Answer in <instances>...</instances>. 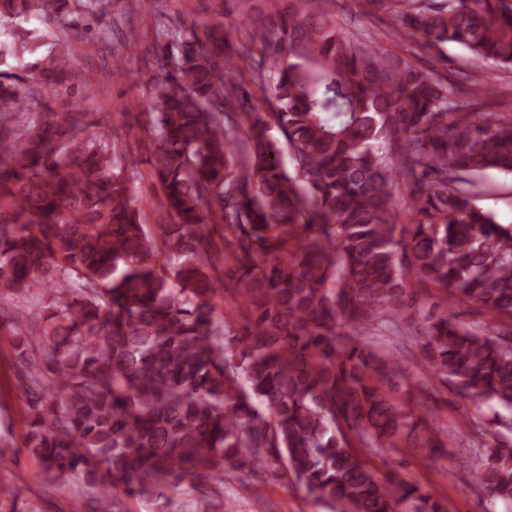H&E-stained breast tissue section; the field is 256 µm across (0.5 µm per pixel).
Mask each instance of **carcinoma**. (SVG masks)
<instances>
[{
    "instance_id": "cac0c4a2",
    "label": "carcinoma",
    "mask_w": 512,
    "mask_h": 512,
    "mask_svg": "<svg viewBox=\"0 0 512 512\" xmlns=\"http://www.w3.org/2000/svg\"><path fill=\"white\" fill-rule=\"evenodd\" d=\"M366 2L401 23L388 38L512 68V0ZM232 4L257 64L222 32L147 24L146 163L171 219L150 238L121 139L45 102L72 91L112 0H0V297L23 299L0 328L27 364L37 478H78L87 512H125L123 495L224 512V476L279 465L334 512H443L355 452L438 448L387 347L404 326L437 382L499 407L492 444L468 422V453L474 484L512 502V224L476 205L486 172L512 176V116L344 30L335 0ZM226 278L240 334L212 304ZM417 286L447 293L419 327Z\"/></svg>"
}]
</instances>
